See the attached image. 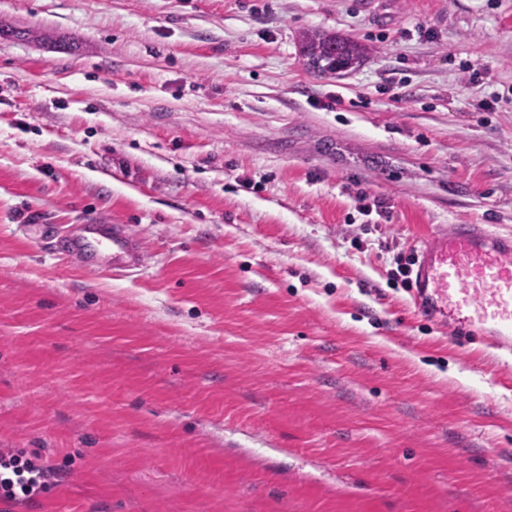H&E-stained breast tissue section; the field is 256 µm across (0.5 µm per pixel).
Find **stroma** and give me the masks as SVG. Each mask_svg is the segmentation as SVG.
Listing matches in <instances>:
<instances>
[{"mask_svg":"<svg viewBox=\"0 0 512 512\" xmlns=\"http://www.w3.org/2000/svg\"><path fill=\"white\" fill-rule=\"evenodd\" d=\"M0 512H512V349L398 256L512 235V0H0ZM352 37L310 71L303 32ZM123 224L142 268L56 248ZM301 42L306 65L322 74H338L354 69L366 54L359 42L335 32L310 30L302 35ZM51 472L20 450H0V500L22 502L43 492Z\"/></svg>","mask_w":512,"mask_h":512,"instance_id":"35a3bbf8","label":"stroma"}]
</instances>
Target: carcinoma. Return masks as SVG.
<instances>
[{
	"label": "carcinoma",
	"mask_w": 512,
	"mask_h": 512,
	"mask_svg": "<svg viewBox=\"0 0 512 512\" xmlns=\"http://www.w3.org/2000/svg\"><path fill=\"white\" fill-rule=\"evenodd\" d=\"M301 42L306 65L317 73L346 72L365 57V48L359 42L335 32L310 30L302 35Z\"/></svg>",
	"instance_id": "cac0c4a2"
}]
</instances>
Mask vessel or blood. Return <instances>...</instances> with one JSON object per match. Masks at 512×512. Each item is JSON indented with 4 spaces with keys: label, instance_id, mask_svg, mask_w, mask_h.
I'll list each match as a JSON object with an SVG mask.
<instances>
[{
    "label": "vessel or blood",
    "instance_id": "vessel-or-blood-1",
    "mask_svg": "<svg viewBox=\"0 0 512 512\" xmlns=\"http://www.w3.org/2000/svg\"><path fill=\"white\" fill-rule=\"evenodd\" d=\"M63 251L94 267L138 268L144 255L122 224H82L60 242ZM418 312L459 327H479L512 346V237L478 224H455L424 244L411 270Z\"/></svg>",
    "mask_w": 512,
    "mask_h": 512
}]
</instances>
